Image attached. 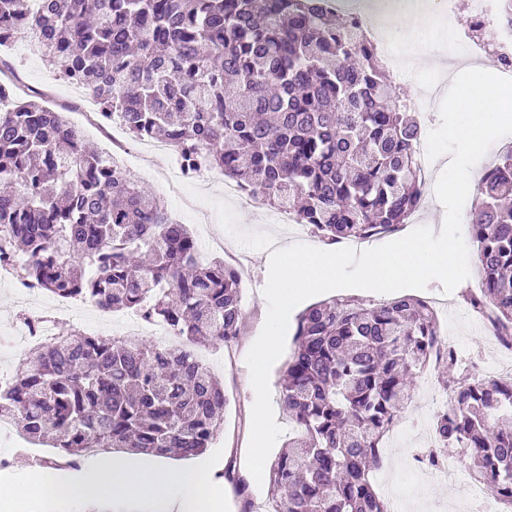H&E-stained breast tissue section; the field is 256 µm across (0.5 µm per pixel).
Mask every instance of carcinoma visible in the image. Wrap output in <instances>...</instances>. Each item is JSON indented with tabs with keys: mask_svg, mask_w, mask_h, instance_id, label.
<instances>
[{
	"mask_svg": "<svg viewBox=\"0 0 512 512\" xmlns=\"http://www.w3.org/2000/svg\"><path fill=\"white\" fill-rule=\"evenodd\" d=\"M30 31L37 55L104 105L134 140L164 136L187 166L224 172L329 243L391 232L421 198L418 121L355 16L325 0H0V47ZM0 260L59 298L134 312L193 343L232 342L240 280L200 263L194 234L110 165L60 113L17 97L0 109ZM470 238L487 312L512 342V150L484 172ZM427 301L334 297L306 308L279 380L294 430L266 473L269 512H390L369 474L418 377L448 406L437 450L462 448L475 480L512 508V379L440 350ZM227 397L184 346L81 331L42 347L0 385V418L63 458L128 450L202 455Z\"/></svg>",
	"mask_w": 512,
	"mask_h": 512,
	"instance_id": "1",
	"label": "carcinoma"
}]
</instances>
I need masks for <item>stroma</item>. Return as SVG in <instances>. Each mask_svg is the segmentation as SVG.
Wrapping results in <instances>:
<instances>
[{
    "label": "stroma",
    "mask_w": 512,
    "mask_h": 512,
    "mask_svg": "<svg viewBox=\"0 0 512 512\" xmlns=\"http://www.w3.org/2000/svg\"><path fill=\"white\" fill-rule=\"evenodd\" d=\"M5 60L27 84L50 99L52 107L64 119L80 126L85 138L94 142L101 151L111 150V133L97 128L91 115V105L74 92L71 83L59 77L22 45L7 49ZM184 193L191 201L190 206H182L173 196L165 197L164 202L169 212H181L201 250H208L212 241L217 239L224 242L228 251H241L250 258L249 273L242 279L244 322L239 336L230 344H209L200 349L229 398L224 425L213 445L222 449L225 467L231 468L239 478L243 475L241 450L249 442L253 406L246 355L256 336L260 335L267 315L268 305L263 294L268 278L267 258L272 251L292 243L314 245L318 239L308 231L295 229L294 225L274 223L273 209L262 212L248 210L225 199L224 188L219 183L200 181L185 187ZM480 278V270L475 267L471 270L470 280L462 282L452 295H444L442 285L434 281L427 289L419 291L418 296L425 300L438 298L443 301L440 320L447 324L463 360L490 357L488 377L504 378L512 374V353L492 356L495 338L488 335L465 303L473 282ZM447 399L434 376L418 381L390 432L391 440L385 445L381 467L371 474V480L381 495L388 499H402L410 512H463L464 509L457 489L412 467L414 454L425 448L430 438L434 414Z\"/></svg>",
    "instance_id": "obj_1"
}]
</instances>
